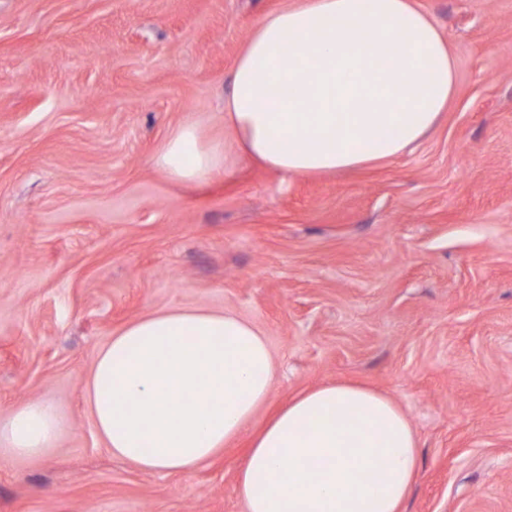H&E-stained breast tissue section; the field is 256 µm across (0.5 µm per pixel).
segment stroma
Wrapping results in <instances>:
<instances>
[{
  "label": "stroma",
  "mask_w": 512,
  "mask_h": 512,
  "mask_svg": "<svg viewBox=\"0 0 512 512\" xmlns=\"http://www.w3.org/2000/svg\"><path fill=\"white\" fill-rule=\"evenodd\" d=\"M448 41L455 92L397 158L286 175L236 158L233 63L288 0H0V417L68 419L39 457L0 451V512H246L250 435L184 473L113 456L83 381L112 334L209 308L262 329L264 421L337 381L393 398L420 465L405 512H512V0H413ZM227 174L172 181L182 123Z\"/></svg>",
  "instance_id": "stroma-1"
}]
</instances>
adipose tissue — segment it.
<instances>
[{"mask_svg": "<svg viewBox=\"0 0 512 512\" xmlns=\"http://www.w3.org/2000/svg\"><path fill=\"white\" fill-rule=\"evenodd\" d=\"M454 87L448 42L413 0H292L265 15L238 54L224 122L245 158L287 175L332 173L398 157L436 127ZM154 163L176 182L202 185L225 171L226 155L187 121ZM273 380L252 323L172 308L113 334L84 390L105 447L147 471H189L253 429L237 475L247 512H402L417 440L394 400L329 383L254 426ZM66 425L52 401H32L0 419V447L40 455Z\"/></svg>", "mask_w": 512, "mask_h": 512, "instance_id": "adipose-tissue-1", "label": "adipose tissue"}]
</instances>
